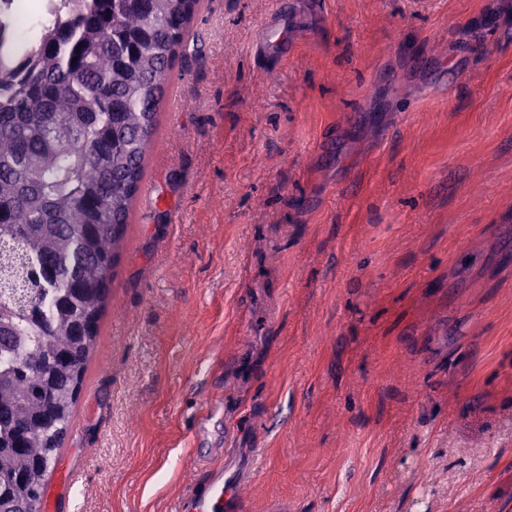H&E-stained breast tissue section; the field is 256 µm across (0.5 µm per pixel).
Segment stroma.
Here are the masks:
<instances>
[{
  "instance_id": "stroma-1",
  "label": "stroma",
  "mask_w": 512,
  "mask_h": 512,
  "mask_svg": "<svg viewBox=\"0 0 512 512\" xmlns=\"http://www.w3.org/2000/svg\"><path fill=\"white\" fill-rule=\"evenodd\" d=\"M190 31L53 512H174L228 448L245 512H512V0ZM258 45L264 53H275L283 58L288 56V33L285 25L270 22L263 25L257 36Z\"/></svg>"
}]
</instances>
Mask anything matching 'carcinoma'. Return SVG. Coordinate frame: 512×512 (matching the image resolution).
I'll return each instance as SVG.
<instances>
[{"mask_svg": "<svg viewBox=\"0 0 512 512\" xmlns=\"http://www.w3.org/2000/svg\"><path fill=\"white\" fill-rule=\"evenodd\" d=\"M193 0H0V502L55 468ZM26 3L28 8L26 12L22 14L23 19L16 17L15 27L17 30L18 28H27L29 29V37H36L40 32L41 24L46 23L48 20V17L45 14V2L41 0H26ZM32 4H42V9L41 6L38 9H33L31 7ZM25 37L29 38L28 36Z\"/></svg>", "mask_w": 512, "mask_h": 512, "instance_id": "cac0c4a2", "label": "carcinoma"}]
</instances>
